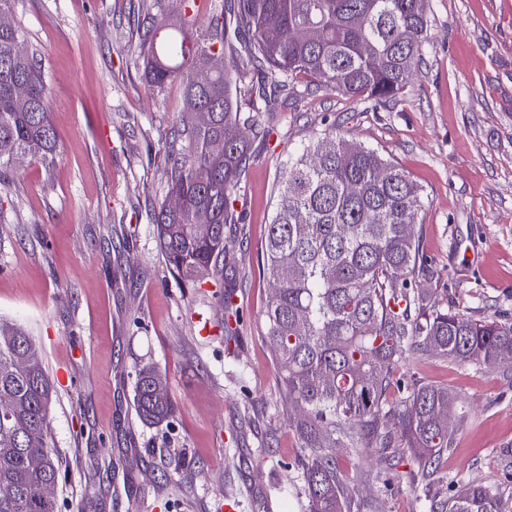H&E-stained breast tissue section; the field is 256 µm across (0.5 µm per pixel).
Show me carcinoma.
<instances>
[{"label": "carcinoma", "instance_id": "cac0c4a2", "mask_svg": "<svg viewBox=\"0 0 512 512\" xmlns=\"http://www.w3.org/2000/svg\"><path fill=\"white\" fill-rule=\"evenodd\" d=\"M159 4L138 0L134 27L142 80L158 93L177 84L184 100L165 145L166 197L181 205L163 200L155 210L159 248L182 278L223 285L224 335L232 337L231 322H240L229 247L241 221L234 189L253 143L267 135L258 114L313 86L367 100L375 112L397 101L423 63L428 0H236L206 13L185 0L174 19L156 14ZM227 48L235 52L229 63ZM47 101L22 32L0 27V185L15 156L56 154ZM423 206V189L401 168L336 136L333 124L288 160L279 182L264 251L272 285L265 339L297 409L306 512H362L336 466L337 448L376 451L386 488L394 466L416 462L426 512H512L501 492L512 485L511 468L498 484L448 486L438 462L454 447L458 395L400 370L409 356L512 369L511 316L474 318L418 288L423 276L441 277L406 229ZM33 350L24 328L0 324V397L14 401L0 413V512H58L44 494L59 474L48 420L55 388L43 363H28ZM135 407L147 424L172 417L160 370L138 369Z\"/></svg>", "mask_w": 512, "mask_h": 512}]
</instances>
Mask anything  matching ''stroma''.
Returning a JSON list of instances; mask_svg holds the SVG:
<instances>
[{
    "label": "stroma",
    "mask_w": 512,
    "mask_h": 512,
    "mask_svg": "<svg viewBox=\"0 0 512 512\" xmlns=\"http://www.w3.org/2000/svg\"><path fill=\"white\" fill-rule=\"evenodd\" d=\"M137 0H13L7 18L50 88L53 163L22 156L0 187V321L32 336L49 374L60 459L59 512H304L292 408L264 341L271 286L262 245L289 155L324 123L377 149L424 189L416 226L442 277L440 305L512 315V0H429L424 62L401 100L378 111L325 89L259 120L238 187L235 340L212 284L165 264L153 213L166 194L165 151L180 86L154 94L129 31ZM158 367L170 421L136 416L134 368ZM461 396L449 478L494 483L512 448V374L429 357L407 361ZM366 512H417L415 465L380 493L375 454L337 449Z\"/></svg>",
    "instance_id": "1"
}]
</instances>
